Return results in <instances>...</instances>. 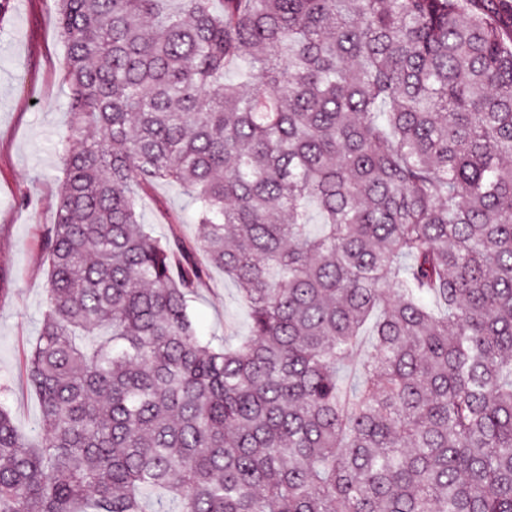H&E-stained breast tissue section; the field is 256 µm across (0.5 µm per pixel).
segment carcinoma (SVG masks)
<instances>
[{"label": "carcinoma", "mask_w": 512, "mask_h": 512, "mask_svg": "<svg viewBox=\"0 0 512 512\" xmlns=\"http://www.w3.org/2000/svg\"><path fill=\"white\" fill-rule=\"evenodd\" d=\"M213 2L58 0L41 445L0 404V512H512V0ZM161 183L194 243L142 223ZM213 269L235 346L190 315ZM197 333L204 341L221 338L240 340L249 335V317L234 283L224 273L213 270L209 288L191 302Z\"/></svg>", "instance_id": "1"}]
</instances>
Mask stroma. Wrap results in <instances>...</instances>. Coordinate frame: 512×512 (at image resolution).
I'll use <instances>...</instances> for the list:
<instances>
[{
    "mask_svg": "<svg viewBox=\"0 0 512 512\" xmlns=\"http://www.w3.org/2000/svg\"><path fill=\"white\" fill-rule=\"evenodd\" d=\"M57 8V0H11L0 23V402L31 441L39 432L41 404L26 383L23 358L36 342L45 309L42 237L56 210L63 177L59 135L69 122L67 50ZM139 211L157 234L174 226L189 238L196 233L178 185L155 186L142 195ZM191 309L202 340L249 334L248 312L221 271L211 272Z\"/></svg>",
    "mask_w": 512,
    "mask_h": 512,
    "instance_id": "stroma-1",
    "label": "stroma"
}]
</instances>
